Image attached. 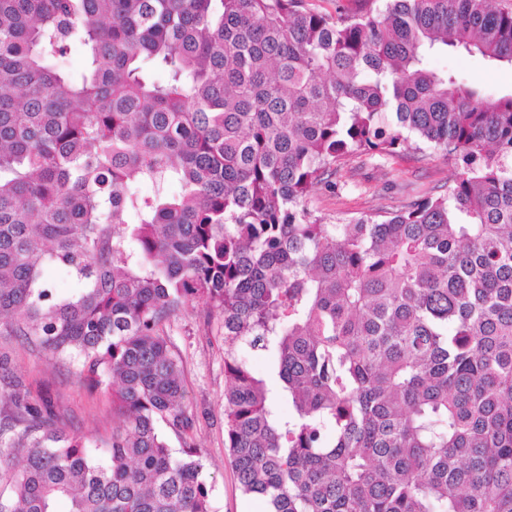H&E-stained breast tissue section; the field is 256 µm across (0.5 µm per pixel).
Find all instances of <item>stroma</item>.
Here are the masks:
<instances>
[{
    "label": "stroma",
    "mask_w": 512,
    "mask_h": 512,
    "mask_svg": "<svg viewBox=\"0 0 512 512\" xmlns=\"http://www.w3.org/2000/svg\"><path fill=\"white\" fill-rule=\"evenodd\" d=\"M432 68L448 71L486 89L491 97L512 93V66L479 55L451 50L433 56ZM461 168L439 151H404L394 156L356 155L340 177L319 186L307 207L328 220L392 211L429 194L446 192ZM170 349L183 364L185 403L195 422L194 439L207 482L211 512H267L265 502L243 494L224 446V330L207 320L202 306L191 303L168 328ZM12 357L26 377L39 386L72 428L89 438H108L120 421L108 398L89 392L69 362L31 353L11 341Z\"/></svg>",
    "instance_id": "1"
}]
</instances>
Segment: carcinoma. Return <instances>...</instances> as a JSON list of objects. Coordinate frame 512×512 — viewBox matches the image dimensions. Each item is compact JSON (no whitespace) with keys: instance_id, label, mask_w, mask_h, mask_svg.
I'll use <instances>...</instances> for the list:
<instances>
[{"instance_id":"1","label":"carcinoma","mask_w":512,"mask_h":512,"mask_svg":"<svg viewBox=\"0 0 512 512\" xmlns=\"http://www.w3.org/2000/svg\"><path fill=\"white\" fill-rule=\"evenodd\" d=\"M355 2L0 0V338L123 416L93 452L0 353V512H210L166 331L193 302L223 322L225 447L268 512H512V95L427 65L512 66V13ZM401 149L465 167L383 219L307 209Z\"/></svg>"}]
</instances>
